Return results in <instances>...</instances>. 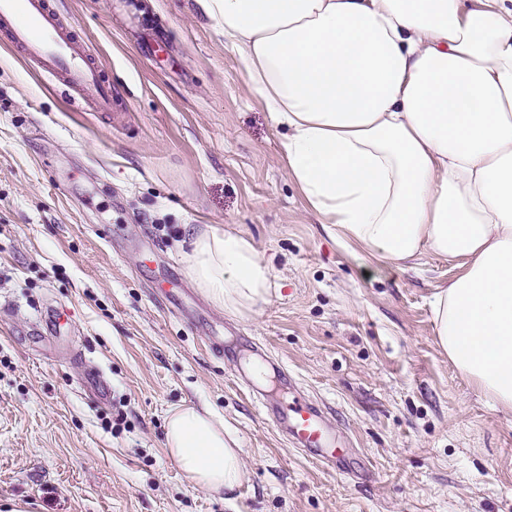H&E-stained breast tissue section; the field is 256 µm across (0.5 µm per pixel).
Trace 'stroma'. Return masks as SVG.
<instances>
[{"mask_svg":"<svg viewBox=\"0 0 512 512\" xmlns=\"http://www.w3.org/2000/svg\"><path fill=\"white\" fill-rule=\"evenodd\" d=\"M118 93L74 104L0 41V506L35 512H512V411L437 344L430 301L456 274L396 267L325 232L288 173L284 130L196 0H56ZM249 238L276 291L233 318L196 288L188 229ZM62 307L63 340H35ZM224 340L216 355L211 342ZM277 362L348 442V472L267 415ZM110 386L99 401L83 375ZM223 416L246 478L194 486L166 447L184 405Z\"/></svg>","mask_w":512,"mask_h":512,"instance_id":"stroma-1","label":"stroma"}]
</instances>
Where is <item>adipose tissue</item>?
Returning a JSON list of instances; mask_svg holds the SVG:
<instances>
[{
	"label": "adipose tissue",
	"instance_id": "adipose-tissue-1",
	"mask_svg": "<svg viewBox=\"0 0 512 512\" xmlns=\"http://www.w3.org/2000/svg\"><path fill=\"white\" fill-rule=\"evenodd\" d=\"M249 90L286 131L290 177L337 243L401 265L424 251L462 274L431 298L437 341L512 410V7L505 0H198ZM188 272L232 317L273 269L247 237L192 228ZM166 446L212 492L246 477L223 417L170 411Z\"/></svg>",
	"mask_w": 512,
	"mask_h": 512
}]
</instances>
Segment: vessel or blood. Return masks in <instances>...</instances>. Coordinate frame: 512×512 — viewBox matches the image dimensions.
Masks as SVG:
<instances>
[{
  "mask_svg": "<svg viewBox=\"0 0 512 512\" xmlns=\"http://www.w3.org/2000/svg\"><path fill=\"white\" fill-rule=\"evenodd\" d=\"M0 34L25 57L65 86L96 90L92 101L100 112H111L115 101L112 84L105 79L84 47L73 25L56 11L52 0H0ZM278 429L289 442L316 461L341 462L343 455L335 436L323 425V408L301 394L268 408Z\"/></svg>",
  "mask_w": 512,
  "mask_h": 512,
  "instance_id": "obj_1",
  "label": "vessel or blood"
}]
</instances>
